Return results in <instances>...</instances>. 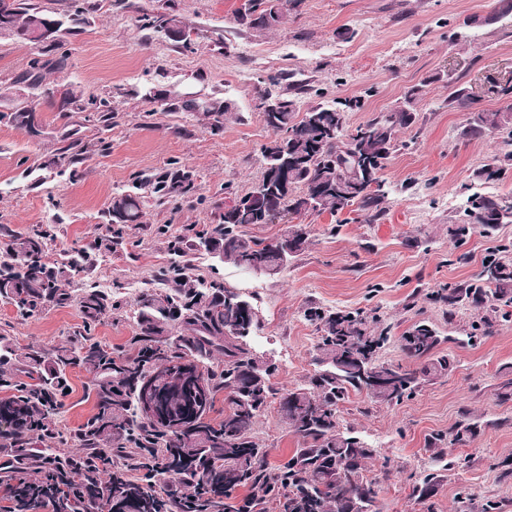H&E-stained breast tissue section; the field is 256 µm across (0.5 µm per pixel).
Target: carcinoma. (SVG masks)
Segmentation results:
<instances>
[{"label": "carcinoma", "mask_w": 512, "mask_h": 512, "mask_svg": "<svg viewBox=\"0 0 512 512\" xmlns=\"http://www.w3.org/2000/svg\"><path fill=\"white\" fill-rule=\"evenodd\" d=\"M288 0H247L235 11L236 22L248 29L268 30L281 23ZM51 20L61 35L69 33L65 20L34 0H0V26L14 32V40L34 42V26ZM63 40L41 48L18 77L32 92L40 90L43 73L61 69L66 55L58 54ZM61 109L86 113L99 130L112 129L115 112L111 97H84L75 84L62 85ZM424 85L410 88L388 109L355 127L348 114L364 106L359 96L336 98L301 112L296 99L273 95L276 100L262 113L271 139L261 148L262 177L251 191L224 205L216 224L196 225L167 241L174 260L159 273L163 287L145 288L134 300L136 356L102 344L93 336L101 318L121 309L123 284L111 293L79 287L92 267V253L113 252L130 229L142 225L145 199L179 207L194 200L195 172L173 160L161 173L134 178L132 190L112 195L105 211L107 233L78 248L67 259L53 260L49 246L54 233L48 224L7 234L0 244V302L12 305L22 319L42 315L72 302L80 308L82 329L48 351L30 347L22 351L11 336L0 333V419L7 423L12 442L6 457L12 465L0 469V488L7 504L0 512H366L375 505L378 490L364 474L374 449L342 426L339 404L365 387L356 361L370 363L392 374L389 386L368 393L375 402L397 405L413 396L424 378L448 373L449 355L438 351L437 332L417 324L402 337V348L412 364L380 362L377 349L386 337L373 334L376 315L363 311L332 312L321 307L304 311L307 321L320 331L318 363L323 368L307 384L293 389L278 387L276 367L261 366L248 340L262 328L252 300L224 287L218 278L199 279L188 256L205 246L248 274L275 275L282 257L300 254L309 243L307 224H291L274 238H251L243 228L271 224L287 213L300 217L313 213L339 216L354 209L366 224L383 219L387 197L382 179L390 157L411 148L413 140L400 133L417 124L415 104ZM448 107L468 113L461 135L467 140L504 134L500 150L475 177L497 181L512 172V104L489 111L476 106L469 90L455 86ZM200 110L216 132L224 126L227 108L203 103ZM0 123L39 134L40 112L32 102H22L0 112ZM62 146L45 162L46 168H68L83 160L88 146L64 131ZM264 197L254 198L258 189ZM500 224H512V195H466L461 221L448 225V237L462 244L475 227L487 233ZM448 316L459 305L480 313L484 333H489L502 310L512 308V242L500 245L482 262L478 276L450 284L441 296ZM190 358L201 370L209 399L199 413H186L193 397L187 392L166 398L173 417L186 415L184 429L173 430L139 413L141 383L159 364ZM79 369L88 375L87 396L94 413L72 436L80 456L91 459L86 468L64 473L55 467L58 455L43 447L53 434L52 424L67 396L68 373ZM224 392V417L210 418L216 394ZM278 400L280 421L298 437V447L272 470L267 450L253 440L256 422L271 400ZM478 426L460 422L450 435L432 438L431 446L447 442L465 444ZM135 448L130 453L128 447ZM439 480L426 476L412 486L420 500L435 496ZM246 489L249 494L237 498Z\"/></svg>", "instance_id": "cac0c4a2"}]
</instances>
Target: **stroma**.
I'll return each mask as SVG.
<instances>
[{"label": "stroma", "mask_w": 512, "mask_h": 512, "mask_svg": "<svg viewBox=\"0 0 512 512\" xmlns=\"http://www.w3.org/2000/svg\"><path fill=\"white\" fill-rule=\"evenodd\" d=\"M243 2L97 0L77 33L64 38L65 70L45 72L44 82L75 83L89 96L111 95L116 122L102 134L83 114L62 116L59 100L42 98L40 136L0 124V242L6 231L49 224L55 234L50 255L62 258L104 233L103 211L137 173L179 161L197 172L201 203L175 208L147 202L143 228L130 230L122 250L96 255L84 277L104 292L122 282L126 301H134L140 289L158 287L156 275L171 260L155 226L168 225L176 235L188 224L213 223L225 187L244 194L259 181L260 150L272 137L259 108L262 89L272 86L296 98L302 110L362 97L363 109L349 115L355 126L389 108L408 88L424 85L416 104L417 143L393 154L383 172L387 212L380 222L363 223L359 212L350 211L334 234L335 217L310 214L308 247L279 274L246 275L204 253L195 261L196 272L253 297L264 328L251 347L270 357L282 387L303 384L317 368L319 333L303 317L311 305L376 310L374 330L386 337L377 355L387 362H404L402 338L415 322L427 321L447 336L443 349L454 360L447 375L423 383L411 399L394 406L351 394L340 419L376 450L365 474L377 485V512H457L462 489L471 494L474 512L489 501L498 503L497 512H512V474H502L512 470V401L498 398L512 366V320L472 342L467 335L477 313L463 307L449 313L439 299L443 287L470 279L489 252L512 241V224L488 235L471 231L459 248L448 238L464 187L512 195V176L488 183L475 178L497 154L499 138L462 139L467 116L446 105L458 83L474 92L481 108L506 105L505 97L487 93L486 86L491 79L512 86V18L478 24L497 0H302L289 6L278 27L259 33L235 22ZM147 15L180 18L191 31L189 45L143 29ZM344 28L352 38L339 37ZM36 53L33 44L0 38V111L21 103L27 88L17 78ZM189 95L228 105L222 130L210 132L203 115L184 111ZM65 124L90 146L75 179L41 167L58 148ZM101 137L110 142L109 153L93 150ZM81 323L75 304L24 320L0 303V332L21 348H52ZM134 334L129 311L102 317L94 330L99 341L131 356L137 352ZM68 378L71 392L51 441L62 456L75 453L72 435L93 412L85 373L75 369ZM462 421L477 424V434L435 454L431 437ZM254 437L272 467L298 446L273 405L260 416ZM430 472L440 477L437 493L431 501L418 500L412 483Z\"/></svg>", "instance_id": "obj_1"}]
</instances>
